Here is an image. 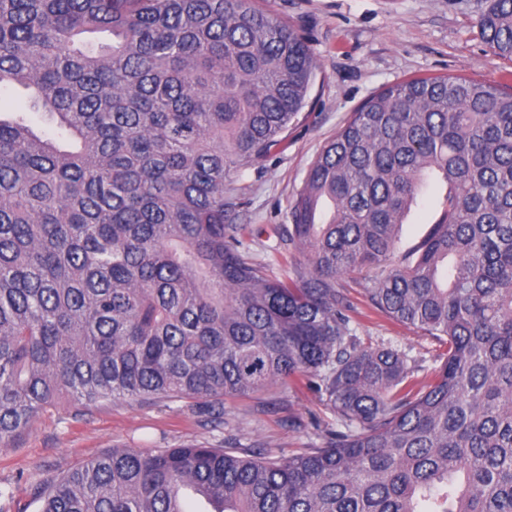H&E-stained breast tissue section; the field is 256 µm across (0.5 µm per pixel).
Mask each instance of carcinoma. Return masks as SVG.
Listing matches in <instances>:
<instances>
[{
  "label": "carcinoma",
  "mask_w": 512,
  "mask_h": 512,
  "mask_svg": "<svg viewBox=\"0 0 512 512\" xmlns=\"http://www.w3.org/2000/svg\"><path fill=\"white\" fill-rule=\"evenodd\" d=\"M476 26L512 59V0ZM107 32L98 50L83 35ZM317 64L255 0H0V446L61 399L224 401L303 382L335 426L250 448L115 447L36 488L40 512H512V92L422 77L371 96L253 258L232 172L269 154ZM47 124L33 127L29 114ZM429 235L396 262L431 175ZM446 345L429 379L366 344L338 279Z\"/></svg>",
  "instance_id": "obj_1"
}]
</instances>
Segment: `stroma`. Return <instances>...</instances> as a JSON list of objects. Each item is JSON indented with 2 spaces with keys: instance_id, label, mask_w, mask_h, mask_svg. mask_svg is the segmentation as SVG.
<instances>
[{
  "instance_id": "35a3bbf8",
  "label": "stroma",
  "mask_w": 512,
  "mask_h": 512,
  "mask_svg": "<svg viewBox=\"0 0 512 512\" xmlns=\"http://www.w3.org/2000/svg\"><path fill=\"white\" fill-rule=\"evenodd\" d=\"M257 7L295 25L317 63L309 102L288 128L284 147L234 172L225 187L239 202L237 221L252 230L262 261L282 249L272 228L289 221L317 154L373 94L423 76H463L512 88V60L481 40L476 20L485 0H256ZM434 183L399 230V250L420 242L442 208ZM349 316L361 341L389 342L433 371L445 347L409 325L377 313L363 277L343 276ZM334 417L318 394L272 386L226 400L224 423L213 427L195 402L115 400L85 410L64 400L47 407L30 430L0 447V512H38L35 489L114 447L144 450L209 443L252 448L278 458L319 447Z\"/></svg>"
}]
</instances>
